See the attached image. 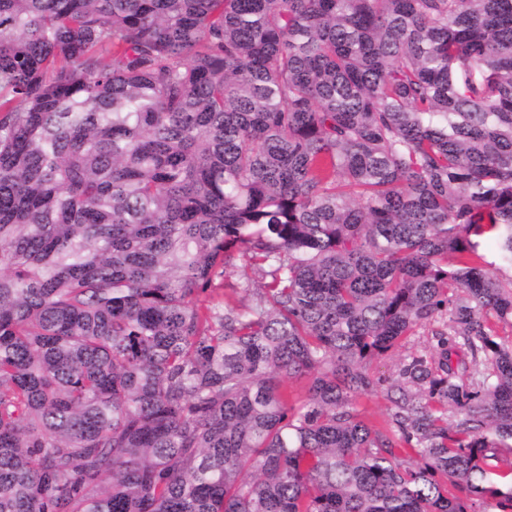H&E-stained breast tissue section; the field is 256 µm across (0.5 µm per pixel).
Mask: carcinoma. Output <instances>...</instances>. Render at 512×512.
<instances>
[{
	"label": "carcinoma",
	"mask_w": 512,
	"mask_h": 512,
	"mask_svg": "<svg viewBox=\"0 0 512 512\" xmlns=\"http://www.w3.org/2000/svg\"><path fill=\"white\" fill-rule=\"evenodd\" d=\"M492 313L512 0H0V512H512ZM431 329V326L417 329L391 353L364 363V369L374 381V386L372 390L358 395L354 406L360 418L369 426L381 429L390 427L395 409V390L401 382L400 369L406 358L421 355L430 362L437 361L439 350Z\"/></svg>",
	"instance_id": "cac0c4a2"
}]
</instances>
